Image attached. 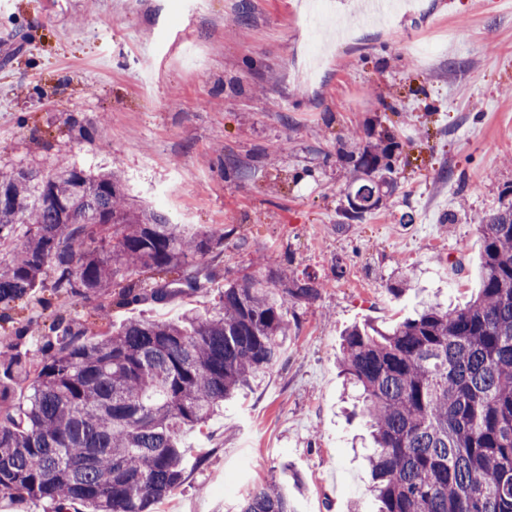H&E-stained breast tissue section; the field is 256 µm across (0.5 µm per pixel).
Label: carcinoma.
<instances>
[{
	"instance_id": "carcinoma-1",
	"label": "carcinoma",
	"mask_w": 512,
	"mask_h": 512,
	"mask_svg": "<svg viewBox=\"0 0 512 512\" xmlns=\"http://www.w3.org/2000/svg\"><path fill=\"white\" fill-rule=\"evenodd\" d=\"M349 219L391 195L394 145L352 142ZM482 287L465 306H429L390 330L344 335L338 364L373 442L377 512H512V199L487 213ZM129 201L113 173L58 164L0 172V309L52 294L98 308L162 303L205 287L200 261L221 243ZM158 276L145 290L137 275ZM319 289L274 256L224 285L218 306L176 322L133 319L87 334L56 316L0 352V493L55 512H154L183 482L184 436L270 369L288 337V302ZM26 385L27 404L10 403ZM238 512H295L288 486L254 489Z\"/></svg>"
}]
</instances>
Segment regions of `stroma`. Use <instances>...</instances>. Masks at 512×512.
Returning <instances> with one entry per match:
<instances>
[{
	"label": "stroma",
	"mask_w": 512,
	"mask_h": 512,
	"mask_svg": "<svg viewBox=\"0 0 512 512\" xmlns=\"http://www.w3.org/2000/svg\"><path fill=\"white\" fill-rule=\"evenodd\" d=\"M297 4L0 0V168L114 169L136 204L172 192L185 230L224 237L204 291L112 307L98 330L211 307L262 251L319 286L289 305L278 363L189 435L183 484L155 512H233L283 474L298 512H373L343 335L476 295L479 219L512 185V4L398 0L379 21L363 19L364 0H333L316 28L326 63L309 78ZM338 21L356 37L333 38ZM354 130L396 143L398 189L350 221ZM59 311L87 308L45 290L12 316L46 325Z\"/></svg>",
	"instance_id": "35a3bbf8"
}]
</instances>
